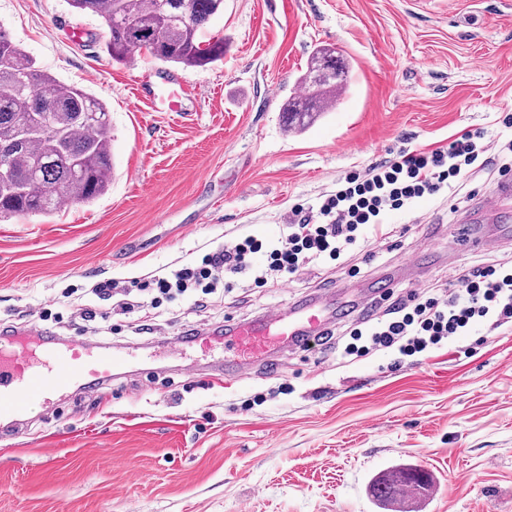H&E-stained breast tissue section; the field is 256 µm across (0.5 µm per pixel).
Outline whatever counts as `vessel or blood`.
<instances>
[{
    "label": "vessel or blood",
    "instance_id": "1",
    "mask_svg": "<svg viewBox=\"0 0 512 512\" xmlns=\"http://www.w3.org/2000/svg\"><path fill=\"white\" fill-rule=\"evenodd\" d=\"M161 90L149 78L135 82V95L150 99L153 107L178 112L182 102L196 97L197 90L175 73L162 76ZM512 202V175L499 179L480 204L490 214L501 215ZM334 315L313 302L282 313L270 312L263 319L235 325L224 339V358L210 368L211 381L221 383L236 377L247 359L268 363L277 369L279 352L300 349L305 338L319 335ZM130 361L128 354L112 347L89 349L82 340L61 342L48 331L32 325L23 334L0 335V431L16 433L35 405H49L72 389L102 386L119 378Z\"/></svg>",
    "mask_w": 512,
    "mask_h": 512
}]
</instances>
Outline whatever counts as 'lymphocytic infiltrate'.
<instances>
[{"mask_svg": "<svg viewBox=\"0 0 512 512\" xmlns=\"http://www.w3.org/2000/svg\"><path fill=\"white\" fill-rule=\"evenodd\" d=\"M512 153V141L493 146L482 130H461L448 144L431 149H400L366 172L345 176L336 192L326 195L317 210L295 209L286 235L271 243L249 234L204 253L195 263L116 285L105 279L91 292L108 300L121 290L122 311L134 309L131 294L143 295L152 307L192 296L204 307L219 289L249 282L285 286L308 265L337 261L350 250L381 247L388 234L385 217L442 192L458 193L467 173L484 170L493 150ZM482 323L512 324V267L480 264L464 270L455 289L427 294L414 290L393 300L385 310L361 312L346 329L342 355L362 359L390 350L397 362L422 356Z\"/></svg>", "mask_w": 512, "mask_h": 512, "instance_id": "f902f5d3", "label": "lymphocytic infiltrate"}]
</instances>
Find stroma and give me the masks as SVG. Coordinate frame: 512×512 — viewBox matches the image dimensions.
<instances>
[{"label":"stroma","instance_id":"stroma-1","mask_svg":"<svg viewBox=\"0 0 512 512\" xmlns=\"http://www.w3.org/2000/svg\"><path fill=\"white\" fill-rule=\"evenodd\" d=\"M4 27L40 69L101 98L112 124V182L90 203L0 223V323L39 322L59 298L61 339L151 346L186 328L246 321L391 273L426 257L401 288L457 283L473 264L512 263V241L455 248L458 212L499 175L469 176L456 204L439 197L395 211L392 247L304 271L287 288L240 284L206 308L184 298L122 313L88 294L96 281L144 278L243 234L277 240L297 204H318L348 172L459 130L508 141L512 0H224L200 29L224 38L220 62L183 69L199 88L191 118L135 102L136 79L165 70L147 53L118 63L101 19L66 0H0ZM335 47L349 89L308 129L287 132L313 49ZM215 203L199 210L200 182ZM154 333H137L142 323ZM319 346L213 386L176 359L131 365L102 389L35 410L0 441V512H385L371 480L397 464L436 484L422 512H512V326L482 324L400 369L380 351L351 365Z\"/></svg>","mask_w":512,"mask_h":512}]
</instances>
